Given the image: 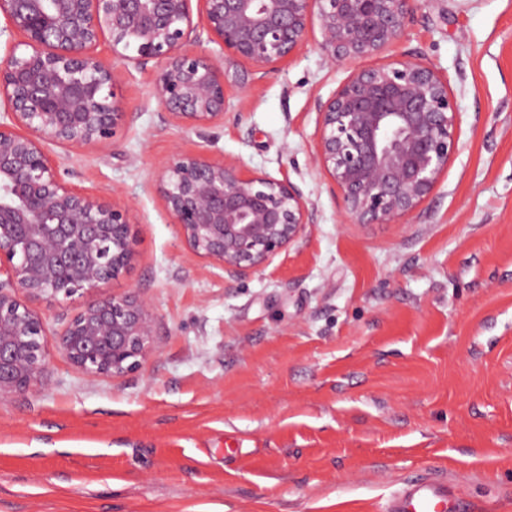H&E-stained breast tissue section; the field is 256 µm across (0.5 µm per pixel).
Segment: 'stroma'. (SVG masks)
I'll use <instances>...</instances> for the list:
<instances>
[{"mask_svg":"<svg viewBox=\"0 0 512 512\" xmlns=\"http://www.w3.org/2000/svg\"><path fill=\"white\" fill-rule=\"evenodd\" d=\"M311 26L274 72H239L207 138L165 121L155 68L112 64L128 114L107 151L48 145L74 183L128 205L134 256L89 292L25 298L48 333L43 385L0 400V512H385L414 477L512 512V0H423L378 62L447 77L448 171L407 224L343 222L313 161L330 63ZM289 180L313 222L232 278L183 244L156 175L176 149ZM136 291L157 320L134 372L91 377L59 334L94 297Z\"/></svg>","mask_w":512,"mask_h":512,"instance_id":"35a3bbf8","label":"stroma"}]
</instances>
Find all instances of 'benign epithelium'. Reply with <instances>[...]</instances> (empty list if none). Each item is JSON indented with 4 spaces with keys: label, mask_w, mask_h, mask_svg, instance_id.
<instances>
[{
    "label": "benign epithelium",
    "mask_w": 512,
    "mask_h": 512,
    "mask_svg": "<svg viewBox=\"0 0 512 512\" xmlns=\"http://www.w3.org/2000/svg\"><path fill=\"white\" fill-rule=\"evenodd\" d=\"M421 0H0L20 40L0 64V399L42 382L46 331L19 299L92 291L130 264L129 207L66 180L45 150L110 147L127 121L114 68L97 54L158 68L169 122L205 137L224 122L237 66L268 74L317 23L330 62L375 57L398 42ZM216 43L222 58L204 43ZM459 112L448 79L410 58L359 68L318 104L314 161L342 194L349 224H403L448 170ZM157 186L182 242L231 275L261 272L313 223L288 180L239 162L175 151ZM156 318L131 292L89 303L59 351L89 376L138 369L155 350Z\"/></svg>",
    "instance_id": "benign-epithelium-1"
}]
</instances>
